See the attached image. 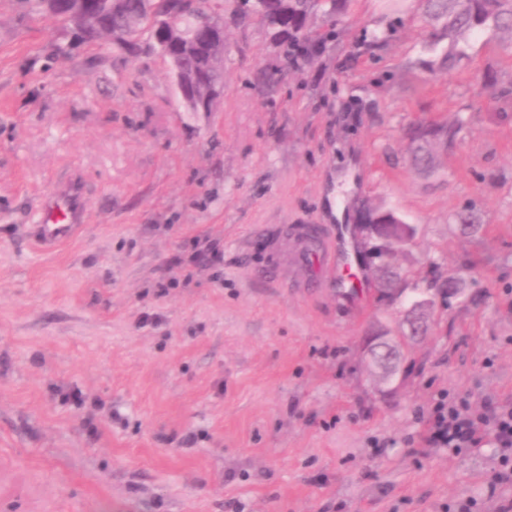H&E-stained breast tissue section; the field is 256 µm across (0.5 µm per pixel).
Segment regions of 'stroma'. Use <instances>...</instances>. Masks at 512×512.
<instances>
[{
  "label": "stroma",
  "instance_id": "stroma-1",
  "mask_svg": "<svg viewBox=\"0 0 512 512\" xmlns=\"http://www.w3.org/2000/svg\"><path fill=\"white\" fill-rule=\"evenodd\" d=\"M374 57L349 45L384 18L350 0L341 43L267 93L277 47L224 22V95L177 99L160 57L84 46L0 0V512H502L512 480L489 441L456 452L421 434L444 398L512 409V120L474 113L462 138L411 164L409 126L452 124L512 83V36L487 30L451 72L421 0ZM81 181L79 236L41 253L42 195ZM380 206L415 224L394 273L455 274L412 336L404 306L336 297L297 232L329 247ZM473 207L482 228L450 221ZM402 337L384 384L364 348ZM81 391L74 407L64 394Z\"/></svg>",
  "mask_w": 512,
  "mask_h": 512
}]
</instances>
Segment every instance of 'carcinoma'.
Listing matches in <instances>:
<instances>
[{"label": "carcinoma", "mask_w": 512, "mask_h": 512, "mask_svg": "<svg viewBox=\"0 0 512 512\" xmlns=\"http://www.w3.org/2000/svg\"><path fill=\"white\" fill-rule=\"evenodd\" d=\"M90 10L103 15L107 32L93 33L73 30L80 42L106 51L113 43L130 52L156 53L163 59L180 53L181 60L190 67H197L203 74L204 88L212 91L224 86V77L206 68L209 45L217 27L204 26L202 16L224 18L229 10L236 19H255L271 31L272 39L279 48L277 63L270 69L257 73L255 85L264 92L274 85L304 70L318 48L340 40V15L349 0H84ZM26 15H49L64 27L71 28L66 17L71 0H19ZM319 9L326 26L314 28L311 15ZM425 16L434 27L432 49L441 50L439 69L451 71L468 56V38L484 30L492 29L512 33V0H426ZM178 19L184 30L183 50L177 51L161 37L167 22ZM395 23L384 27L374 26L365 30L359 43L353 47L352 56L360 51L379 50L396 36ZM480 83L488 98L499 102L512 98V84H498V80L483 75ZM467 125V118L459 116L446 129L418 122L410 126L409 135L416 146L412 150L415 165L425 170L434 167L433 156L426 149L429 139L444 135L446 143L453 144ZM364 220L368 224H404L406 220L391 210L373 211Z\"/></svg>", "instance_id": "cac0c4a2"}]
</instances>
